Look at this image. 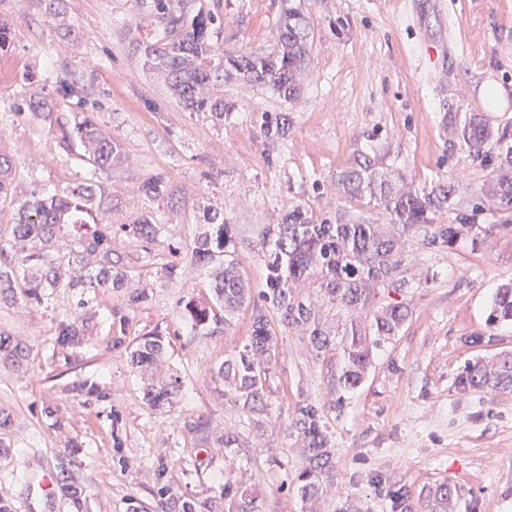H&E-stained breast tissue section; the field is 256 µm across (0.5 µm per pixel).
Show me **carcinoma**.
<instances>
[{"mask_svg":"<svg viewBox=\"0 0 512 512\" xmlns=\"http://www.w3.org/2000/svg\"><path fill=\"white\" fill-rule=\"evenodd\" d=\"M154 16L163 22L162 36L144 48L147 64L158 74L171 97L187 112H209L222 119L233 104L214 90L226 81L242 87H266L293 101L300 90V76L309 64L311 26L309 17L290 7L280 18L277 47L270 53L223 56L212 44L224 27V17L211 11L188 16L175 0H153ZM24 105L31 114L56 125L59 146L66 152L81 150L87 165L83 181L51 194L33 192L19 204L11 233L0 241V300H12L17 292L40 302L55 288H80L88 292L107 290L137 304L145 294L129 286V275L120 260L112 259L109 235L99 231L90 240L60 235L65 224H101L112 212V197L102 175L122 158L120 146L103 136L91 115L70 122L54 112L46 97H28ZM451 128L450 150L466 151L488 171L486 194L500 212L512 214V126L496 127L481 112L443 115ZM289 118L283 112H264L260 128L267 137H282ZM17 166L12 153L0 147V200L16 199ZM348 203L364 200L383 209L389 224H365L342 212L336 223L317 220L311 211L297 206L281 224H269L263 243L271 245L268 274L263 288L255 290L241 273L235 258L233 227L224 223V212L205 215V229L198 233L192 254L196 265L211 269L215 305H185L193 326L205 330L227 323V316L252 303L251 334L236 355L224 360L216 378L224 383V396L249 414L264 410L268 381L279 351L277 338L266 314L271 309L279 321L298 329L315 356L340 350L342 367L337 378L342 394L336 407L345 404V394L364 382L373 350L392 339L409 319L403 301H386L374 311L369 306L382 290L402 294L411 287L405 264V243L420 229L430 230L423 245H454L463 231L488 234L492 225L468 221L432 227L437 213L455 210L463 203L460 189L443 179L430 188L398 184L397 177L380 169V156L358 152L337 179ZM151 198L173 199L168 181L156 175L141 186ZM121 230L145 242H153L159 225L152 215H141ZM314 296H302L300 285ZM512 322V284L497 289L492 297L487 323L495 327ZM166 355L160 333L141 339L132 354L133 364L144 380V398L154 407L173 402L182 387L174 372L158 367ZM455 386L461 392L492 393L512 390V353L491 360L477 358L459 370ZM288 435L301 447L304 465L294 479L298 496L315 509L335 483L334 450L322 421L321 410L312 403L297 407L288 423ZM465 491L447 483L430 487L424 497L427 512H459ZM163 512H261L256 496L241 488H224V504H198L171 495Z\"/></svg>","mask_w":512,"mask_h":512,"instance_id":"carcinoma-1","label":"carcinoma"}]
</instances>
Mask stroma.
Segmentation results:
<instances>
[{
    "mask_svg": "<svg viewBox=\"0 0 512 512\" xmlns=\"http://www.w3.org/2000/svg\"><path fill=\"white\" fill-rule=\"evenodd\" d=\"M190 13L216 11L224 28L215 46L228 54L270 52L288 6L308 15L310 62L295 103L258 87L224 85L233 102L223 122L187 112L144 64L140 43L162 34L151 0H0L13 30L0 52V146L14 153L23 190L80 183L82 162L58 145L53 126L16 116L29 95L56 96L61 78L76 79L83 103L59 102L60 114L92 113L120 144L125 160L104 176L112 195L105 226L113 253L146 289L137 306L111 292L81 295L58 288L42 303L0 302V333L25 341L21 365L0 358V503L10 512H76L46 472L68 473L88 512H161L164 492L196 502L224 495L225 483L258 496L262 512H304L292 480L302 457L287 433L298 403L320 407L335 444L336 491L325 512H405L439 483L462 486L469 512H512V391L461 393L465 362L512 352V324L486 325L496 288L512 280V217L491 210L479 221L492 232L455 246L408 242L402 296L411 316L375 353L364 383L344 408L334 381L341 354L315 358L296 330L274 323L279 358L269 380L264 431L224 397L215 374L250 333L251 308L210 334L191 329L182 306L211 300L210 280L195 267L192 240L204 207L223 210L235 228L236 258L253 287L266 278L263 228L295 206L321 218L344 205L336 177L354 151L376 149L406 183L430 187L460 180L465 200L479 194L484 171L466 152L449 151L447 107L512 123V0H184ZM76 38H64L65 28ZM497 88L502 99L489 102ZM264 112L287 113L282 138L260 132ZM161 174L172 202L138 190ZM152 212L161 229L148 244L122 224ZM186 267L168 279L169 262ZM79 335H64L68 323ZM161 331L166 365L183 381L170 406L143 397L130 362L140 339ZM484 336L477 347L467 336ZM242 445L228 448L224 434Z\"/></svg>",
    "mask_w": 512,
    "mask_h": 512,
    "instance_id": "35a3bbf8",
    "label": "stroma"
}]
</instances>
